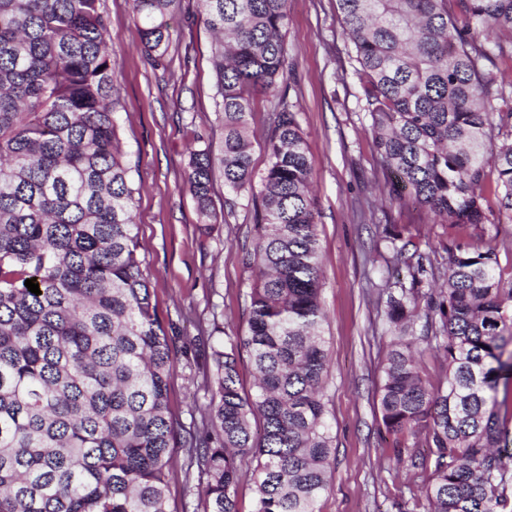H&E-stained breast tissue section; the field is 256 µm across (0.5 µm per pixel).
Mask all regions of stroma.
<instances>
[{
	"label": "stroma",
	"mask_w": 512,
	"mask_h": 512,
	"mask_svg": "<svg viewBox=\"0 0 512 512\" xmlns=\"http://www.w3.org/2000/svg\"><path fill=\"white\" fill-rule=\"evenodd\" d=\"M114 59L119 135L141 190L136 222L144 274L169 335L187 351L173 368L170 401L183 424L199 420L209 394L213 324L244 333L255 273L243 257L254 245L251 206L226 192L213 196L219 222L198 229L197 206L185 184L188 152L199 138H219L209 58L212 38L196 0H181L170 21L164 65L141 44L132 0H102ZM285 36L291 65L289 97L299 112L315 174L329 354L324 401L336 459L320 512H425L421 492L423 437L393 436L382 425L375 396L380 360L391 332L377 290L396 275L385 261L383 227L405 226L421 250L448 263V246L465 240L512 248V224L498 232L451 227L412 201L388 203L389 179L371 143L361 88L350 66L336 0H289Z\"/></svg>",
	"instance_id": "35a3bbf8"
}]
</instances>
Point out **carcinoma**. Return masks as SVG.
<instances>
[{
    "label": "carcinoma",
    "instance_id": "obj_1",
    "mask_svg": "<svg viewBox=\"0 0 512 512\" xmlns=\"http://www.w3.org/2000/svg\"><path fill=\"white\" fill-rule=\"evenodd\" d=\"M336 2L384 170L445 224H512V79L489 71L512 62V0ZM179 3L132 0L159 64ZM196 3L215 36L222 134L190 149L185 181L204 234L218 219L216 174L226 205L251 201L245 264L256 280L247 331L212 347L210 398L186 426L168 400L178 349L143 271L101 0H0V512H173L179 453L185 479L197 472L204 512H237L250 459L254 512H319L329 488L318 211L288 100V0ZM260 92L276 105L258 174ZM489 185L495 211L482 203ZM383 233L411 280L386 291L382 423L428 439L425 512H512V433L496 409L512 376V275L491 247L456 243L441 270L399 225ZM33 277L39 295L25 286ZM420 339L442 353L437 386L422 376ZM243 350L250 395L239 384Z\"/></svg>",
    "mask_w": 512,
    "mask_h": 512
}]
</instances>
